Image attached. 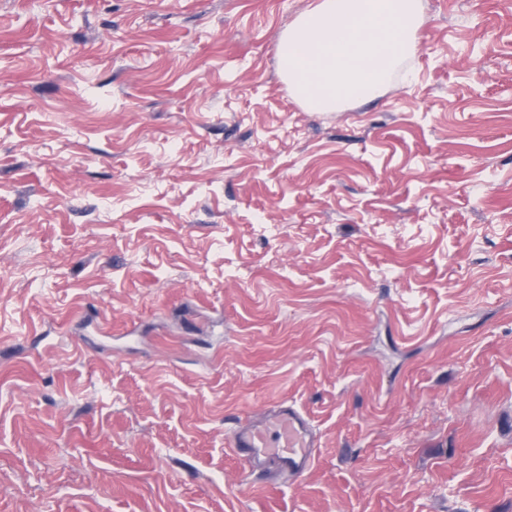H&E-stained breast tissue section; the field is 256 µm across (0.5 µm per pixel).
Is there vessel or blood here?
Returning <instances> with one entry per match:
<instances>
[{
	"instance_id": "vessel-or-blood-1",
	"label": "vessel or blood",
	"mask_w": 512,
	"mask_h": 512,
	"mask_svg": "<svg viewBox=\"0 0 512 512\" xmlns=\"http://www.w3.org/2000/svg\"><path fill=\"white\" fill-rule=\"evenodd\" d=\"M225 445L247 466L272 461L291 476L301 477L314 466L317 439L308 415L284 401L259 420L235 419Z\"/></svg>"
}]
</instances>
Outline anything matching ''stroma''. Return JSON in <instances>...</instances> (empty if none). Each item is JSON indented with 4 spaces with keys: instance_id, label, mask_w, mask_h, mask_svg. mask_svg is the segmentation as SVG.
Masks as SVG:
<instances>
[{
    "instance_id": "35a3bbf8",
    "label": "stroma",
    "mask_w": 512,
    "mask_h": 512,
    "mask_svg": "<svg viewBox=\"0 0 512 512\" xmlns=\"http://www.w3.org/2000/svg\"><path fill=\"white\" fill-rule=\"evenodd\" d=\"M316 0H0V512H512V0L309 112ZM295 402L303 478L230 417Z\"/></svg>"
}]
</instances>
